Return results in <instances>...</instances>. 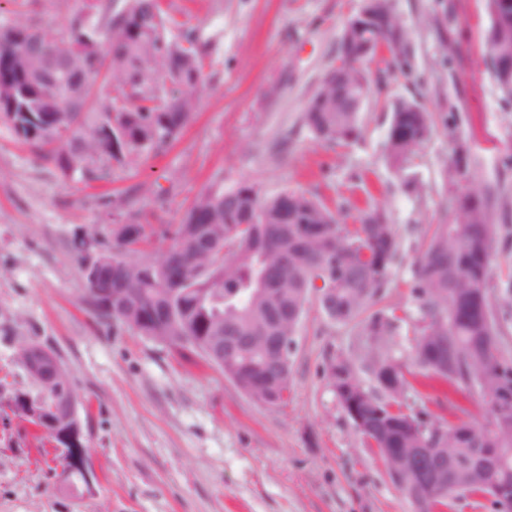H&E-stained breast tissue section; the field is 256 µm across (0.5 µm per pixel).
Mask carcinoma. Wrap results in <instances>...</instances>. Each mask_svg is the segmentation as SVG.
<instances>
[{
  "label": "carcinoma",
  "mask_w": 512,
  "mask_h": 512,
  "mask_svg": "<svg viewBox=\"0 0 512 512\" xmlns=\"http://www.w3.org/2000/svg\"><path fill=\"white\" fill-rule=\"evenodd\" d=\"M490 24L486 41L488 68L504 106L512 108V72L496 73L495 58L512 56V0H487ZM364 30L342 36L336 60L374 54L381 43L396 61L405 54V34L392 0H376ZM204 46L192 29L169 13L162 0H81L58 27L36 24L0 27V118L37 151L61 144L53 155L62 173L104 180L111 162L131 163L167 149L198 106L204 78ZM31 84L33 112L25 116L7 106L11 90L38 73ZM349 82L369 96L365 71L353 68ZM100 80L113 81L105 94ZM360 111L336 99L320 83L300 116L316 138L343 143L357 138ZM111 127L121 157L105 153L103 130ZM430 133L426 113L414 102H399L385 149L399 168L414 156ZM495 193L462 194L454 217L438 224L425 242L411 283L419 317L414 325L412 358L431 379L457 390L476 389L485 400L493 428L466 434L471 422L435 418L426 408L402 411L401 398L414 389L408 368L386 351L403 318L392 307H377L391 268L399 259L396 226L386 214L367 207L355 223L302 191L261 196L258 186L241 181L229 190L199 193L181 222L170 225L173 244L158 258L153 277H145L143 257L133 255L147 234L129 235L121 224L114 241L95 233L74 234L71 246L81 264L99 258L98 250L120 257L97 287H86L89 305L114 326L131 329L159 344L194 351L224 368V355L207 349L214 331L251 337V347L235 358L240 388L255 400L284 403L291 365L281 360L270 336H293L310 298L330 319L355 322L369 351L363 366L345 355L329 360L327 378L339 404L358 433L377 449L386 469L412 448H434L431 461L443 455L471 463L475 471L461 479L465 489L448 487L447 495L427 502L424 512L451 507L450 495L467 497L497 484L512 497V413L509 423L488 397L500 393L512 359L500 340L497 303L512 305V290L499 301L490 290L495 260L493 243L502 225L490 220ZM276 286L268 297L255 294L260 278ZM118 285L122 306L108 308L97 292ZM34 398L53 406L57 381L31 376Z\"/></svg>",
  "instance_id": "obj_1"
}]
</instances>
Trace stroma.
Returning a JSON list of instances; mask_svg holds the SVG:
<instances>
[{
  "instance_id": "obj_1",
  "label": "stroma",
  "mask_w": 512,
  "mask_h": 512,
  "mask_svg": "<svg viewBox=\"0 0 512 512\" xmlns=\"http://www.w3.org/2000/svg\"><path fill=\"white\" fill-rule=\"evenodd\" d=\"M78 0H0V24H61ZM205 47L189 123L164 152L107 180L64 176L0 121V512H412L331 391L332 356L360 359V328L309 304L291 356L288 401L261 404L197 354L180 355L99 320L70 241L145 225L143 252L169 246L203 190L247 180L262 195L300 190L330 208L371 204L395 224L400 260L383 305L403 323L391 348L410 360L417 304L410 283L431 225L453 219L461 193L499 192L492 223L512 212V109L486 66V0H393L406 34L403 69L371 65L356 139L329 144L298 120L363 0H164ZM417 102L431 133L401 169L385 144L395 105ZM472 166L446 180L461 149ZM137 188L139 211L122 200ZM37 340L55 349L77 396L91 493L57 492L53 443L20 422L14 390H33L17 362ZM404 406L486 423L478 391L423 386Z\"/></svg>"
}]
</instances>
